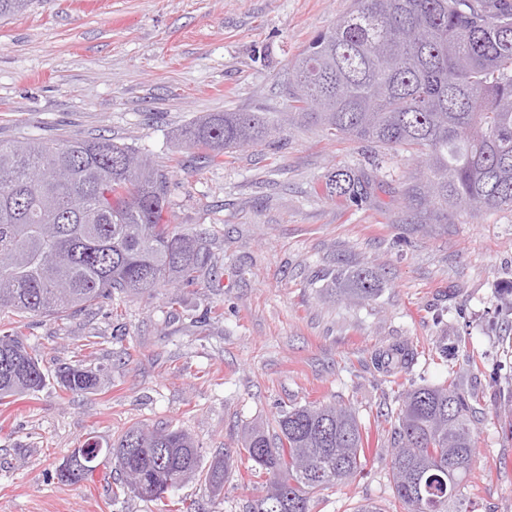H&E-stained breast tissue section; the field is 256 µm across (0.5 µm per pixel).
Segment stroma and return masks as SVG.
Here are the masks:
<instances>
[{
	"label": "stroma",
	"instance_id": "stroma-1",
	"mask_svg": "<svg viewBox=\"0 0 512 512\" xmlns=\"http://www.w3.org/2000/svg\"><path fill=\"white\" fill-rule=\"evenodd\" d=\"M353 0H32L0 23V142L106 136L168 175L166 223L201 235L202 271L149 297L113 294L76 314L0 312V333L27 336L47 370L85 357L109 384L68 395L50 384L0 402V512H244L264 493L238 458L221 495L193 481L151 502L113 493L102 460L76 483L64 458L91 435L135 424L187 431L204 460L237 451L245 425L308 403L352 406L369 434L363 472L321 491L312 512L389 506L392 424L401 393L455 379L476 409L474 512H512V211L465 210L417 224L402 191L410 151L375 168L366 144L298 123L281 140L219 165L179 130L213 112L288 109L289 67ZM368 177L339 201L328 176ZM369 269L376 295H344ZM401 346L405 369L375 356Z\"/></svg>",
	"mask_w": 512,
	"mask_h": 512
}]
</instances>
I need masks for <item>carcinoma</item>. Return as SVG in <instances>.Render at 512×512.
Listing matches in <instances>:
<instances>
[{
    "mask_svg": "<svg viewBox=\"0 0 512 512\" xmlns=\"http://www.w3.org/2000/svg\"><path fill=\"white\" fill-rule=\"evenodd\" d=\"M31 0H0V19ZM288 117L322 126L384 155L410 149L426 181L404 190L419 224H446L464 209L512 210V3L491 0H355L353 9L319 35L290 67ZM281 128L261 112H217L179 133L215 162ZM327 194L356 200L369 181L349 167L325 183ZM166 175L110 138L62 144L0 142V310L22 318L88 309L114 293H151L169 282L197 279L203 238L161 222ZM353 294L377 292L358 274ZM54 378L64 392L91 394L107 376L85 360L45 372L43 360L14 332L0 335V401L33 396ZM472 407L453 381L406 392L391 431L390 479L402 512H472L466 476L475 463ZM243 431V451L266 492L248 512H311L319 491L344 483L362 467L367 432L350 406L293 407ZM126 475L133 466L151 501L204 479L216 494L232 466L228 453L201 464L182 429L137 424L113 443L91 437ZM95 469L73 457L58 469L78 482Z\"/></svg>",
    "mask_w": 512,
    "mask_h": 512,
    "instance_id": "obj_1",
    "label": "carcinoma"
}]
</instances>
